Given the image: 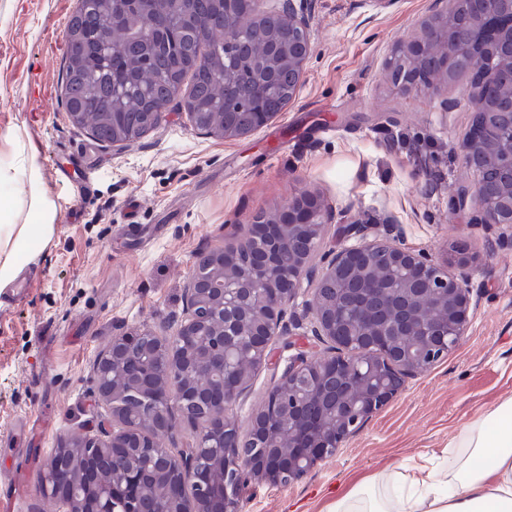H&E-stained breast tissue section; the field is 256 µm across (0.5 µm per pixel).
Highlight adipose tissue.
<instances>
[{
    "label": "adipose tissue",
    "mask_w": 512,
    "mask_h": 512,
    "mask_svg": "<svg viewBox=\"0 0 512 512\" xmlns=\"http://www.w3.org/2000/svg\"><path fill=\"white\" fill-rule=\"evenodd\" d=\"M0 154V290L22 276L20 254L51 241L57 208L37 150L20 131ZM328 512H512V397L469 423L441 452L338 490Z\"/></svg>",
    "instance_id": "obj_1"
}]
</instances>
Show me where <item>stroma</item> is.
<instances>
[{
	"label": "stroma",
	"mask_w": 512,
	"mask_h": 512,
	"mask_svg": "<svg viewBox=\"0 0 512 512\" xmlns=\"http://www.w3.org/2000/svg\"><path fill=\"white\" fill-rule=\"evenodd\" d=\"M76 5L0 0V134L25 131L57 206L51 242L22 286L0 294V479L14 449L34 451L33 476L15 477L23 512H51L41 487L60 438L111 420L94 372L112 336L173 335L197 254L303 190L331 211L322 251L367 218L396 221L408 247L440 261L465 244L474 258L472 320L447 358L408 379L302 478L243 481L245 512H323L343 485L444 447L512 396V248L499 229L473 224L472 208L450 205L458 187L473 184L459 150L472 121L469 79L402 94L389 77L401 43L449 0H262V11L292 7L309 22L311 54L284 110L247 135L221 138L173 103L156 129L124 148L94 141L60 104ZM71 155L97 169L89 196L78 194L80 174L60 173ZM324 350L307 322L274 337L273 367L241 398L239 423L248 425L295 357Z\"/></svg>",
	"instance_id": "1"
}]
</instances>
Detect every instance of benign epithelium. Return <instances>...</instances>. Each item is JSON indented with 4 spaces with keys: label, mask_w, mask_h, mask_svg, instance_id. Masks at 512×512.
<instances>
[{
    "label": "benign epithelium",
    "mask_w": 512,
    "mask_h": 512,
    "mask_svg": "<svg viewBox=\"0 0 512 512\" xmlns=\"http://www.w3.org/2000/svg\"><path fill=\"white\" fill-rule=\"evenodd\" d=\"M138 15L151 20L153 30L166 33L167 23L155 0H137ZM458 0H451L450 12ZM471 44L484 41L494 20L512 18V0H463ZM129 14L123 0H114L107 18L114 32L125 29ZM286 38L309 34L308 20L290 8L280 14ZM441 18L425 22L419 33L403 42L395 58L425 53L438 74L451 71L459 51L443 38ZM475 112L491 109L496 120L501 165L497 179L508 184L505 197L483 195L484 167L477 164L478 139L460 146L464 164L474 176L472 193L478 201L471 222L503 229L501 238L512 246V95L472 97ZM470 191L458 189L452 206L464 207ZM328 213L319 196L303 191L272 213H261L241 229L234 243L209 250L208 266L192 271L186 290L190 315L173 336L145 330L119 335L98 356L95 381L100 398L111 406L112 429L71 433L60 439L47 462L44 493L59 512H74L65 480L66 464L80 459L83 476L93 486L105 458H112V486L80 504V512H243L238 481L244 475L271 484L303 476L370 416L382 410L402 390L407 379L430 369L457 347L471 323L472 291L467 270L472 257L462 246L441 264L400 240L399 229L380 234L369 221L345 229L347 242L328 254L321 267L312 264L320 250ZM232 277L247 292L249 305L240 318L227 313L224 289ZM314 285L305 308L315 320L313 334L331 344L332 353L318 359L299 356L276 379L263 407L243 432L233 415L252 377L228 367L239 349L228 321L238 320L239 335L251 337L255 370L270 364L273 337L299 328L287 308L304 285ZM336 286L333 308L323 287ZM132 391L142 419L133 421L121 399ZM189 402H204L211 417L200 422L187 411ZM196 430L194 444L178 453L159 440L174 439L180 424ZM223 444L216 468L224 482L216 486L197 480L203 470V450ZM252 450H244L245 443ZM103 449L102 457L82 453ZM152 457L150 466L123 470L131 455ZM163 481L162 493L139 497L141 490ZM198 490L189 492L191 484Z\"/></svg>",
    "instance_id": "1"
}]
</instances>
